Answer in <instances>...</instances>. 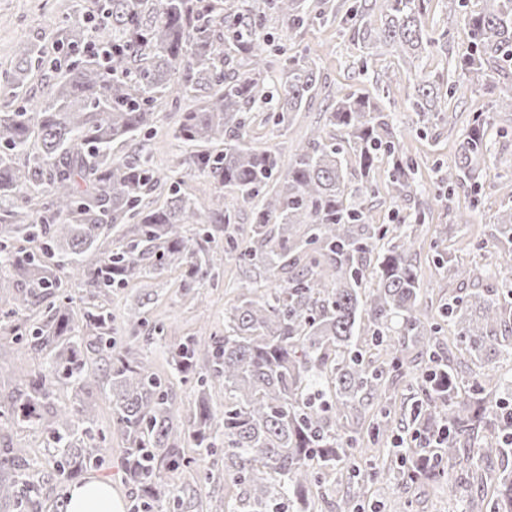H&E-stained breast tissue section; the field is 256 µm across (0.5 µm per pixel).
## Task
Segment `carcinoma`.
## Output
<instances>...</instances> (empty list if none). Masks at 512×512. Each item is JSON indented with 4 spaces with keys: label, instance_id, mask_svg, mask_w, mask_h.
Here are the masks:
<instances>
[{
    "label": "carcinoma",
    "instance_id": "1",
    "mask_svg": "<svg viewBox=\"0 0 512 512\" xmlns=\"http://www.w3.org/2000/svg\"><path fill=\"white\" fill-rule=\"evenodd\" d=\"M431 0H364L346 22L368 54L384 48L397 63L414 65L440 38L427 32L423 18ZM458 0L468 30L466 49L455 60L457 78L417 70L412 111L426 119L447 111L448 99L478 76H488L509 92L494 100L493 111L512 112V0ZM104 32L74 20L62 29L61 46L84 55L56 68L58 76L41 101L17 106L25 80L42 71L34 47L18 51L17 70L0 80V272L15 292L0 294V334L19 335L12 320L18 309L33 310L45 296L62 290L64 269L85 281L89 297L77 311L66 295L31 333L30 349L50 348L39 372L22 386L0 392V428L24 427L52 436L61 457L53 470H40L24 448H0V503L12 512H34L31 493L42 483L64 484L88 467L103 465L104 448L91 435L93 420L83 400L89 385L83 342L107 351L112 378V425L127 443L122 472L140 492L131 512H166L171 490L162 472L190 464L179 448L188 436L196 446L213 447L224 436V458L234 481L246 486L233 512H312V488L319 474L342 466L358 489L398 470L401 479L437 485L445 463L459 458L460 437L479 440V459L512 454L508 405L490 399L481 377L459 383L435 351L447 324L458 346L478 354L481 369L512 347L493 343L494 326L512 311V281L501 291L448 298L439 320L420 318L423 283L412 263L414 238L404 224H376L364 206L378 193L371 174L387 165V193L404 200L417 191V166L406 158L391 116L390 88L401 67L384 72L382 93L371 97L339 93L324 112L329 130L316 131L287 163L269 150L245 146L249 128L242 114L268 113L275 124L311 101L321 73L303 53L281 64L282 92L269 87L271 61L262 46L264 22L276 15L289 29L311 20L307 0H236L223 9L211 0H103ZM197 93L198 104L183 113L176 137L204 145H224L216 157L196 155L213 179V204L234 219L231 189L257 200L251 227L253 245L225 247L240 259L260 263L275 287L243 296L227 309L224 340L189 336L169 351L173 368L194 374L199 366L224 383V410L206 400L182 420L161 377L143 359L117 347L112 315L95 303L105 288L152 277L175 261L204 277L213 268L211 250L185 235L194 223L190 199L175 191L153 208L144 196L157 178L147 161L112 157V143L125 141L154 120L156 102ZM489 120L473 116L455 167L439 187L476 179L487 153ZM342 139L336 140L335 130ZM360 174L358 183L349 169ZM47 194L38 221L17 211L22 194L29 204ZM497 259L512 264V209L499 214ZM29 234L55 257L46 261L13 242ZM155 263L144 262V255ZM377 266L370 267L372 255ZM288 271V279L281 272ZM426 359L422 399L389 426L392 406L388 377L403 374L406 342ZM65 375L76 386L74 401L57 407L55 380ZM370 398L380 419L368 431L395 447L394 458L363 468L354 458L359 439L342 420L357 401ZM448 426V447L434 462L408 457L400 439L420 426ZM470 512H512V470L494 477L491 498L467 504Z\"/></svg>",
    "mask_w": 512,
    "mask_h": 512
}]
</instances>
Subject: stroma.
Returning a JSON list of instances; mask_svg holds the SVG:
<instances>
[{"mask_svg":"<svg viewBox=\"0 0 512 512\" xmlns=\"http://www.w3.org/2000/svg\"><path fill=\"white\" fill-rule=\"evenodd\" d=\"M354 2L329 0L325 18L293 30L275 19L267 23L265 34L271 43H285L292 50L307 54L320 68L322 84L309 106L292 113L285 126L278 127L262 121L257 114H249L250 146L272 150L282 161H289L312 133L324 126V112L337 91L376 94V80L389 59L380 56L363 62L362 50L345 22ZM79 12L91 17L94 24L103 21L98 0H0V75L15 69L18 49L24 44L35 46L46 60L57 58L61 30ZM424 22L427 28L441 34L442 40L420 66L427 71H447L467 44V29L456 0H431ZM413 95L411 81L403 79L391 86L398 138L406 154L418 164L417 192L411 198L392 201L384 190L387 172L381 169L375 174L380 192L367 200L366 207L377 223L395 214L411 220L416 211L426 213L425 223L412 227V258L424 283L420 310L432 316L442 298L491 293L502 286L505 275L491 266L488 251L496 242L498 212L512 207V112L493 111L494 94L476 83L458 92L455 110L441 113L424 125L410 109ZM194 103L190 94L180 97L177 103H165L150 129L131 140L113 144L112 155L147 157L159 178L158 187L150 194L155 203H163L173 187L189 197L199 221L187 225V234H208L212 249L219 254L218 260L210 276L203 279L186 278L184 265L175 262L165 265L151 279L103 290L98 299L113 317L119 347L144 357L151 369L167 380L173 405L183 416L191 413L203 390L208 393L212 409L223 410L224 384L213 379L206 389H199L195 377L183 376L172 368L168 349L189 336L223 338L225 309L235 304L245 289L261 291L268 286L262 267L244 263L237 253L224 250V236L228 233L242 243H249L252 203L238 202L234 224H225L223 212L211 206L207 172L192 163L197 147L174 136L182 112ZM482 110L488 112L491 125L487 134L488 154L478 187L457 188L450 201L439 202L438 176L454 165L458 143L469 120L474 112ZM443 228L448 231L444 242L439 239ZM448 256L456 266L467 270V277L449 276L442 264ZM138 312L144 313L149 327L160 329L161 339L149 341L144 335L133 334L130 318ZM45 360V353L31 352L8 336L0 338V390L12 391L23 373L41 369ZM85 360L91 382L88 399L93 407V435L108 448L112 488L129 506L137 497V489L124 479L120 468L126 442L112 428L108 356L92 346L86 350ZM7 445L29 448L31 457L44 468L55 465L52 441L47 434L18 427L0 429V448ZM181 448L185 456L195 458V465L165 476L183 500L180 512H230L242 488L224 468L223 448H215L207 456L189 439L182 441ZM482 471L479 465L454 466L448 470V484L439 486L400 484L387 477L369 486L367 495L380 502L381 512H463L464 505L478 492Z\"/></svg>","mask_w":512,"mask_h":512,"instance_id":"35a3bbf8","label":"stroma"}]
</instances>
